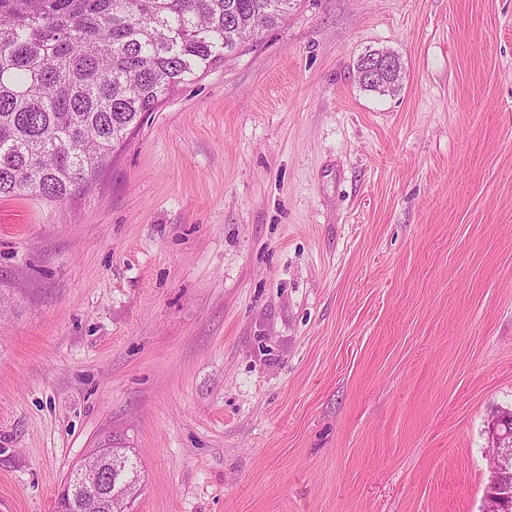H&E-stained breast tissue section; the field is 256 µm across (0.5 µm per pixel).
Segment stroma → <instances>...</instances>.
<instances>
[{"label":"stroma","instance_id":"obj_1","mask_svg":"<svg viewBox=\"0 0 512 512\" xmlns=\"http://www.w3.org/2000/svg\"><path fill=\"white\" fill-rule=\"evenodd\" d=\"M401 59L364 90L358 57ZM0 512H480L512 408V0H297L91 190L0 200ZM126 442L122 439L112 438L109 435L98 442V445H110V448L116 452L118 461L121 463L119 468L113 472V483L116 488H120L128 483L135 486V490L139 491V482L141 474V465L134 448L124 446ZM75 469L68 475L57 501L58 512H128L124 499L116 498L110 508L90 509L87 501L95 495L92 490L80 485L74 477Z\"/></svg>","mask_w":512,"mask_h":512}]
</instances>
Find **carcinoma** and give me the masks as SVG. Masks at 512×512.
Masks as SVG:
<instances>
[{"instance_id": "obj_1", "label": "carcinoma", "mask_w": 512, "mask_h": 512, "mask_svg": "<svg viewBox=\"0 0 512 512\" xmlns=\"http://www.w3.org/2000/svg\"><path fill=\"white\" fill-rule=\"evenodd\" d=\"M295 0H0V198L62 204L86 190L145 115L286 21ZM139 486L134 449L99 441ZM69 474L58 512L90 509Z\"/></svg>"}]
</instances>
